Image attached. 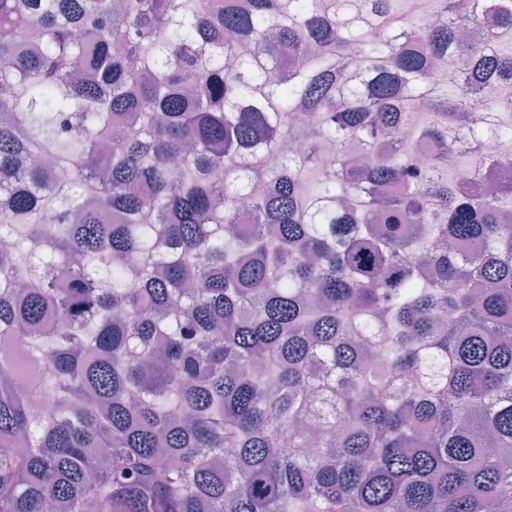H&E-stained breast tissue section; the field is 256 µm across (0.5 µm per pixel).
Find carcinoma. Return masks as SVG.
Masks as SVG:
<instances>
[{"mask_svg": "<svg viewBox=\"0 0 512 512\" xmlns=\"http://www.w3.org/2000/svg\"><path fill=\"white\" fill-rule=\"evenodd\" d=\"M423 2L0 0V512H512V0Z\"/></svg>", "mask_w": 512, "mask_h": 512, "instance_id": "obj_1", "label": "carcinoma"}]
</instances>
